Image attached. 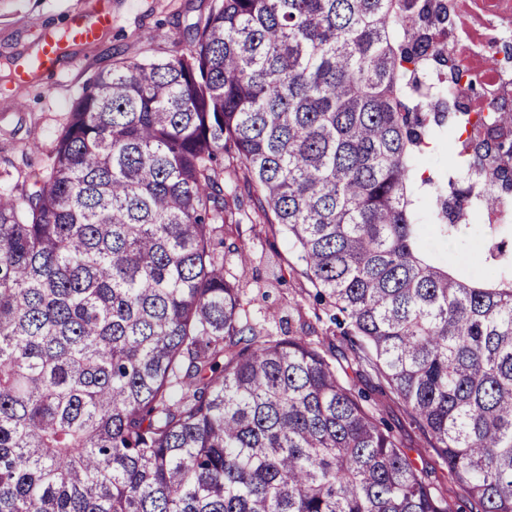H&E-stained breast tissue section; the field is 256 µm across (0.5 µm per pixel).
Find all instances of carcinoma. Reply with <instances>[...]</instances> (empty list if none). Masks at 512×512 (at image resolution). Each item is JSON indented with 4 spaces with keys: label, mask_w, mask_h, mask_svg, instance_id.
I'll return each mask as SVG.
<instances>
[{
    "label": "carcinoma",
    "mask_w": 512,
    "mask_h": 512,
    "mask_svg": "<svg viewBox=\"0 0 512 512\" xmlns=\"http://www.w3.org/2000/svg\"><path fill=\"white\" fill-rule=\"evenodd\" d=\"M438 0H213L164 59H119L51 164L0 193V512H512V224L476 262L487 163L449 149ZM288 238L343 350L278 335L224 237V162ZM349 367L377 381L372 400ZM401 404L467 491L428 481Z\"/></svg>",
    "instance_id": "obj_1"
}]
</instances>
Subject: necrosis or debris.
<instances>
[{"label": "necrosis or debris", "mask_w": 512, "mask_h": 512, "mask_svg": "<svg viewBox=\"0 0 512 512\" xmlns=\"http://www.w3.org/2000/svg\"><path fill=\"white\" fill-rule=\"evenodd\" d=\"M448 109L472 114L512 109V0H445ZM482 84L474 93L472 82Z\"/></svg>", "instance_id": "1"}]
</instances>
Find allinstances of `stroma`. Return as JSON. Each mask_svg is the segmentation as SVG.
<instances>
[{
  "instance_id": "obj_1",
  "label": "stroma",
  "mask_w": 512,
  "mask_h": 512,
  "mask_svg": "<svg viewBox=\"0 0 512 512\" xmlns=\"http://www.w3.org/2000/svg\"><path fill=\"white\" fill-rule=\"evenodd\" d=\"M211 0H106L112 26L91 44L70 45L61 70L50 77L20 79L19 70L38 51L44 32L63 34L73 15L84 13L87 0H0V97L10 103L0 106V191L20 192L31 187L34 172L45 168L56 138L67 121L75 99L102 70L119 58H165L172 50V37L187 38L188 28L206 15ZM225 234L240 235L253 254H287L288 240L260 222L225 225ZM250 282L267 286L269 315L284 329L298 332L311 326V337L338 346L336 328L328 318H316L311 284L291 275L286 283L273 281L267 265L249 274ZM386 416L399 431L407 455L427 471L430 478L450 493L461 489L447 467L428 448L399 406Z\"/></svg>"
}]
</instances>
